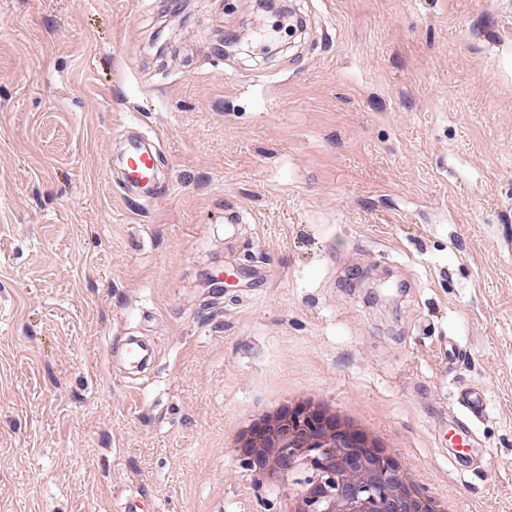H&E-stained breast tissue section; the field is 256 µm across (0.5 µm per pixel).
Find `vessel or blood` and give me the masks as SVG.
<instances>
[{"instance_id": "vessel-or-blood-1", "label": "vessel or blood", "mask_w": 512, "mask_h": 512, "mask_svg": "<svg viewBox=\"0 0 512 512\" xmlns=\"http://www.w3.org/2000/svg\"><path fill=\"white\" fill-rule=\"evenodd\" d=\"M160 153L159 138L143 137L136 124L125 125L120 161L117 169L110 171L109 176L124 190L135 193L138 199L155 200L166 183L159 164ZM125 358L136 371H145L155 358L154 342L143 336L128 338ZM457 402L464 415L460 418L449 416L448 434L439 437L437 445L449 465L463 475L480 457V439L468 422L486 414L490 406V393L483 383L473 382L459 388Z\"/></svg>"}]
</instances>
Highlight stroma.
I'll return each mask as SVG.
<instances>
[{"instance_id":"35a3bbf8","label":"stroma","mask_w":512,"mask_h":512,"mask_svg":"<svg viewBox=\"0 0 512 512\" xmlns=\"http://www.w3.org/2000/svg\"><path fill=\"white\" fill-rule=\"evenodd\" d=\"M176 2L0 0V512H275L224 435L291 387L512 512V0H324L302 46L257 0ZM132 119L152 207L106 178ZM229 260L256 296L205 285ZM129 332L159 358L127 384ZM472 381L461 476L433 426ZM457 402L468 418L472 420L480 419L489 409L490 393L483 383L472 382L459 388Z\"/></svg>"}]
</instances>
